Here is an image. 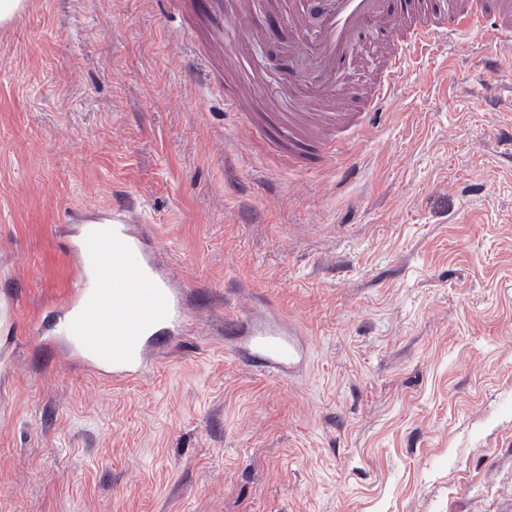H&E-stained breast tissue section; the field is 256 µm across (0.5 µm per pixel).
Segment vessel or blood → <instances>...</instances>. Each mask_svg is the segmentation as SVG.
<instances>
[{"instance_id": "b4317fda", "label": "vessel or blood", "mask_w": 512, "mask_h": 512, "mask_svg": "<svg viewBox=\"0 0 512 512\" xmlns=\"http://www.w3.org/2000/svg\"><path fill=\"white\" fill-rule=\"evenodd\" d=\"M290 35L281 43L288 59H301L293 72L287 111L252 117L243 127L271 132L277 158L304 162L335 160L342 148L337 133L364 139L370 114L383 111L412 53L452 43L466 46L481 38L512 44V0H318L309 9L290 8ZM390 36L389 49L373 84L355 112L336 109V90L356 60L362 40ZM115 206L100 223L89 225L70 251L79 271L65 303L56 336L45 338L47 352H62L72 367L115 383L148 378L160 351L183 332L188 318L185 290L163 264L149 225L126 223ZM244 337L248 361L269 375H295L308 362L300 329L281 313L262 320L234 319Z\"/></svg>"}]
</instances>
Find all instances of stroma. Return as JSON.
<instances>
[{"instance_id":"1","label":"stroma","mask_w":512,"mask_h":512,"mask_svg":"<svg viewBox=\"0 0 512 512\" xmlns=\"http://www.w3.org/2000/svg\"><path fill=\"white\" fill-rule=\"evenodd\" d=\"M241 11L272 23L256 0H27L0 26V512H512V47L415 58L364 140L280 168L224 105L276 110L291 66L227 48ZM126 195L190 317L115 386L39 336L69 242ZM265 299L303 330L294 378L224 334Z\"/></svg>"}]
</instances>
